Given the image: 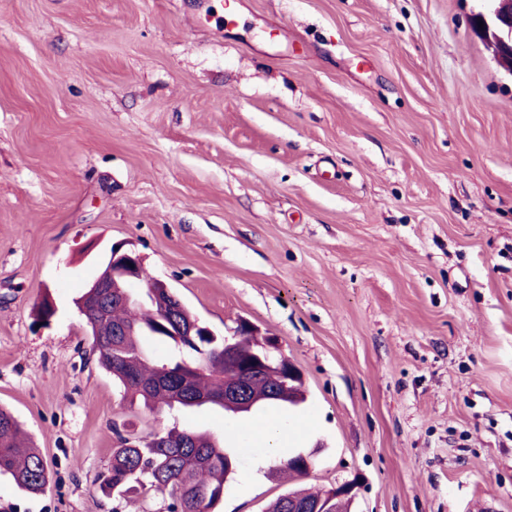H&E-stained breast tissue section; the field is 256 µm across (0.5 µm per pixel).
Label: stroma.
Instances as JSON below:
<instances>
[{
  "mask_svg": "<svg viewBox=\"0 0 512 512\" xmlns=\"http://www.w3.org/2000/svg\"><path fill=\"white\" fill-rule=\"evenodd\" d=\"M0 0V408L47 463L0 512H167L119 437L211 433L266 512L254 415L123 401L74 304L112 245L216 333L273 338L301 482L352 512H512V76L485 0ZM55 310L39 314L42 302Z\"/></svg>",
  "mask_w": 512,
  "mask_h": 512,
  "instance_id": "35a3bbf8",
  "label": "stroma"
}]
</instances>
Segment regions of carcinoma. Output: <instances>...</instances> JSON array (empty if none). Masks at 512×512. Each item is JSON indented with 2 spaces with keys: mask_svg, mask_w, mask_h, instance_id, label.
Listing matches in <instances>:
<instances>
[{
  "mask_svg": "<svg viewBox=\"0 0 512 512\" xmlns=\"http://www.w3.org/2000/svg\"><path fill=\"white\" fill-rule=\"evenodd\" d=\"M151 304H108L101 314L85 321L92 350L124 397L144 405L170 410L214 404L235 413L240 408L224 403V383L238 375V368L224 359V339L219 336H173L157 328L165 319L171 299L165 288H152ZM125 327L126 336H114ZM168 339L176 350L171 361L148 363L144 342L150 337ZM262 341L242 336L236 356L247 362L261 353ZM250 407L298 405L306 399L302 377L283 386L272 369L247 377ZM22 428L8 412L0 410V474H8L17 488L40 494L47 486L43 457L21 442ZM236 467L233 454L208 432L170 431L160 439H120L101 489L118 499L151 495L169 501L168 512H213L224 497L229 474Z\"/></svg>",
  "mask_w": 512,
  "mask_h": 512,
  "instance_id": "obj_1",
  "label": "carcinoma"
}]
</instances>
